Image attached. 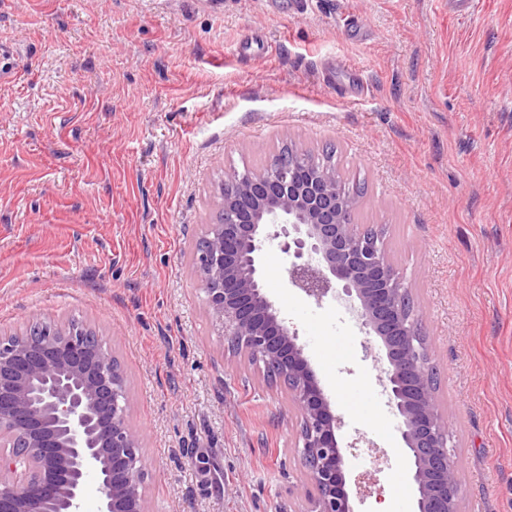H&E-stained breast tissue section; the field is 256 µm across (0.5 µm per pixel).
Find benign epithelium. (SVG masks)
Listing matches in <instances>:
<instances>
[{"label":"benign epithelium","mask_w":512,"mask_h":512,"mask_svg":"<svg viewBox=\"0 0 512 512\" xmlns=\"http://www.w3.org/2000/svg\"><path fill=\"white\" fill-rule=\"evenodd\" d=\"M307 155L274 150L256 171L225 173L224 222L207 225L192 257L208 311L230 346L288 386L312 487L306 512H354L338 418L297 332L264 291L261 256L278 242L292 287L345 305L376 339L379 383L413 462L416 512H459L448 421L410 289L352 222L354 204L335 172L308 166ZM141 448L124 374L95 330L35 321L20 334L0 333V512H82L91 476L97 512H149Z\"/></svg>","instance_id":"1"}]
</instances>
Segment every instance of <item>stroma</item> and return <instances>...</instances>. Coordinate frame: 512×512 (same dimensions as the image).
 Returning a JSON list of instances; mask_svg holds the SVG:
<instances>
[{"instance_id": "1", "label": "stroma", "mask_w": 512, "mask_h": 512, "mask_svg": "<svg viewBox=\"0 0 512 512\" xmlns=\"http://www.w3.org/2000/svg\"><path fill=\"white\" fill-rule=\"evenodd\" d=\"M0 331L96 329L125 373L150 512H306L287 388L229 349L192 250L225 171L296 144L363 184L410 288L460 512H512V0H0ZM266 294L340 418L355 512H412L374 343Z\"/></svg>"}]
</instances>
